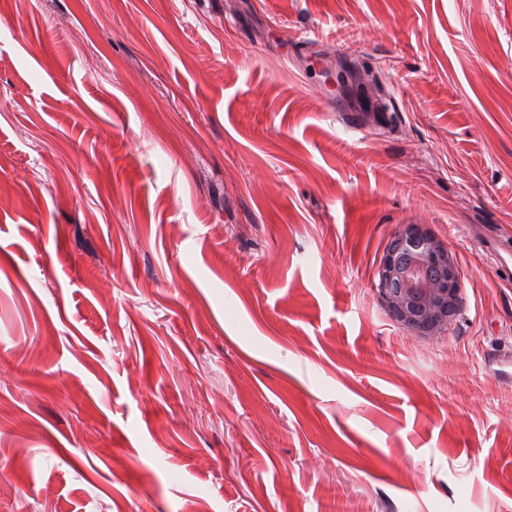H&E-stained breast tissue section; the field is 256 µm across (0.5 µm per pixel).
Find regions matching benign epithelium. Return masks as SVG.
I'll return each instance as SVG.
<instances>
[{
    "instance_id": "1",
    "label": "benign epithelium",
    "mask_w": 512,
    "mask_h": 512,
    "mask_svg": "<svg viewBox=\"0 0 512 512\" xmlns=\"http://www.w3.org/2000/svg\"><path fill=\"white\" fill-rule=\"evenodd\" d=\"M406 224L395 234L405 258L387 254L377 272L378 296L388 311L415 336L436 337L448 331V313L457 306L459 271L448 246Z\"/></svg>"
}]
</instances>
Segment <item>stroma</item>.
<instances>
[{
  "label": "stroma",
  "mask_w": 512,
  "mask_h": 512,
  "mask_svg": "<svg viewBox=\"0 0 512 512\" xmlns=\"http://www.w3.org/2000/svg\"><path fill=\"white\" fill-rule=\"evenodd\" d=\"M507 251L512 0H0V512H512ZM417 225H403L395 234L403 259L389 252L377 272L376 290L388 311L415 336L436 337L451 325L448 313L457 306L459 271L448 246L435 236L421 232L412 236ZM428 269L433 276H423Z\"/></svg>",
  "instance_id": "obj_1"
}]
</instances>
